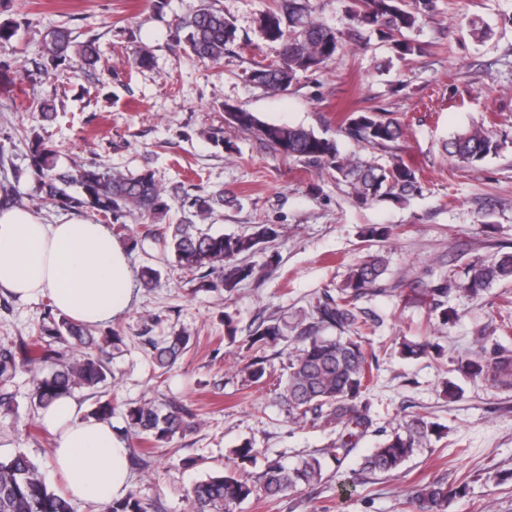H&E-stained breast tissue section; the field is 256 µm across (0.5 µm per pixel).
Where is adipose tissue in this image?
Segmentation results:
<instances>
[{
    "instance_id": "1",
    "label": "adipose tissue",
    "mask_w": 512,
    "mask_h": 512,
    "mask_svg": "<svg viewBox=\"0 0 512 512\" xmlns=\"http://www.w3.org/2000/svg\"><path fill=\"white\" fill-rule=\"evenodd\" d=\"M133 273L108 226L80 217L47 224L31 209L0 206V288L50 297L67 317L108 323L130 300ZM56 433L53 467L74 499L105 504L129 489V443L110 420L84 415L70 397L42 412Z\"/></svg>"
}]
</instances>
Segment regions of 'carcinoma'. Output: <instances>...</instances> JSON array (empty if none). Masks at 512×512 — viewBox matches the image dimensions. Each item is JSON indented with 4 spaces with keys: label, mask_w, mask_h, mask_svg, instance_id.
Here are the masks:
<instances>
[{
    "label": "carcinoma",
    "mask_w": 512,
    "mask_h": 512,
    "mask_svg": "<svg viewBox=\"0 0 512 512\" xmlns=\"http://www.w3.org/2000/svg\"><path fill=\"white\" fill-rule=\"evenodd\" d=\"M355 27L371 28L392 42L399 57L419 56L423 46L405 38L420 19L436 7L435 0H355ZM177 26L188 30L187 47L200 60L224 58L227 45L234 42L236 28L224 13L203 6L180 19ZM261 38L280 46L279 59L250 71V80L266 91H286L301 73L318 69L342 43V34L311 16L308 0H275L274 7L257 20ZM17 31L10 19L0 20V50L7 49ZM41 58L59 68L73 63L93 66L99 53L94 43L79 45L71 33L55 26L43 37ZM232 125L255 134L283 157L302 161L315 169L327 170L346 183L361 204L373 201L402 200L422 192L416 169L401 159L383 166L362 158H346L336 142L303 126L261 121L248 109L233 105ZM343 132L371 147L391 148L403 135L401 123L377 111L351 112L342 118ZM30 167L37 183V200L69 210H90L113 224H122L135 213L159 220L168 206L163 190L150 172L123 174L102 168L94 162L75 165L70 170L57 168V154L39 135L30 137ZM504 143L485 128L474 125L454 135L446 151L457 161L473 166L498 155ZM79 187L72 195L68 188ZM224 203V197L195 196L188 201L179 224H160L156 236L180 267L189 272L205 270L206 288H222L230 293L256 275V268L245 258L261 250L274 228L257 224L243 235L213 234L198 227L196 219ZM387 261L380 253L354 264L337 293L324 289L312 305L295 321L271 317L261 322L251 336L250 348L256 352L246 365L250 381L257 383L268 375V359L259 352L281 343H294L288 355L287 378L282 398L288 416L296 422L320 420L336 428V439L301 458L292 466L270 461L257 475L242 470L209 474L195 482L187 493L190 512H234L255 494L275 502L302 485L321 481L327 462L336 464L351 453L359 438L373 426L371 405L364 400L373 381V357L366 341L372 335L374 320L359 307V302L382 291L381 282ZM512 280V252L488 262H477L460 280L443 274L422 295L428 297L440 321L450 322L448 293L461 289L477 296L499 281ZM48 306L42 324L19 347L0 346V388L20 373L33 380L32 400L37 410H46L58 399L70 397L77 388L98 390L91 415L109 419L114 410L110 393L103 390L112 379V349L119 336H96L89 326L66 318H55ZM191 341L185 330L173 331L147 340L156 377L168 373L184 355ZM433 344L428 338L401 342L400 353L407 358L427 354ZM456 370L480 377L499 389H512V352L499 350L493 356H462ZM127 431L148 443H165L194 427V415L175 400L162 403L143 401L130 405L125 413ZM428 415L415 413L364 457L362 469L388 473L401 468L433 432ZM457 489L440 480L414 491L408 504L417 512H446ZM0 512H73L70 499L57 493L27 454L18 452L0 457ZM103 512H147L142 498L130 492L103 506Z\"/></svg>",
    "instance_id": "1"
}]
</instances>
